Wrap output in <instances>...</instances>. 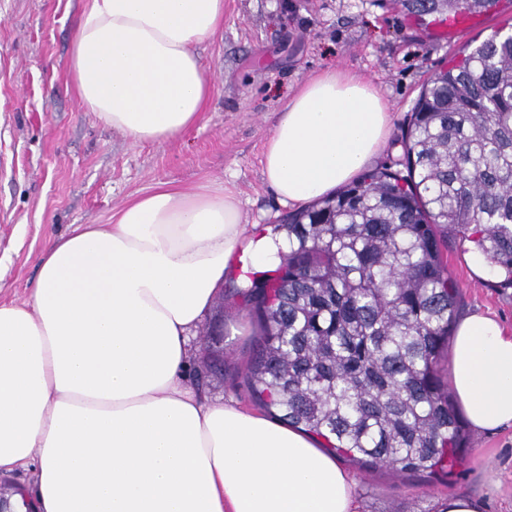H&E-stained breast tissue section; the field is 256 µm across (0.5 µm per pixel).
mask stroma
<instances>
[{"mask_svg": "<svg viewBox=\"0 0 512 512\" xmlns=\"http://www.w3.org/2000/svg\"><path fill=\"white\" fill-rule=\"evenodd\" d=\"M82 0H0V302L33 293L41 254L81 224H108L128 202L164 183L175 190L231 181L246 224L289 213L262 177V148L282 108L309 76L345 69L369 78L393 105V129L373 167H398L402 135L423 86L440 67L493 32H512V0L437 34L390 0H224V29L200 45L213 98L197 126L164 144L132 145L76 98L69 45ZM470 246L449 241L458 284L456 316L494 313L512 332V288L477 278ZM192 338L188 383L210 400L258 403L245 376L262 329L236 282ZM358 480L362 512H434L452 492H484L485 512H512V427L467 429L448 472L399 474L344 459Z\"/></svg>", "mask_w": 512, "mask_h": 512, "instance_id": "1", "label": "stroma"}]
</instances>
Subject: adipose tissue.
<instances>
[{"label":"adipose tissue","instance_id":"1","mask_svg":"<svg viewBox=\"0 0 512 512\" xmlns=\"http://www.w3.org/2000/svg\"><path fill=\"white\" fill-rule=\"evenodd\" d=\"M223 27L224 0H83L73 90L133 144L177 138L210 105L198 47ZM392 122L371 80L324 70L266 137L263 180L307 207L358 180ZM287 248L242 223L225 183L158 185L51 242L30 300L0 303V474L34 468V512H359L355 478L315 437L205 401L184 377L225 281ZM449 380L474 428L512 425V333L496 316L460 321Z\"/></svg>","mask_w":512,"mask_h":512}]
</instances>
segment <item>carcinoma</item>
<instances>
[{
	"instance_id": "cac0c4a2",
	"label": "carcinoma",
	"mask_w": 512,
	"mask_h": 512,
	"mask_svg": "<svg viewBox=\"0 0 512 512\" xmlns=\"http://www.w3.org/2000/svg\"><path fill=\"white\" fill-rule=\"evenodd\" d=\"M497 0H393L419 16L486 13ZM382 167L275 226V277L255 278L262 339L253 395L359 461L448 469L463 426L439 360L454 328L448 238L481 250L512 287V34L496 32L421 92Z\"/></svg>"
}]
</instances>
